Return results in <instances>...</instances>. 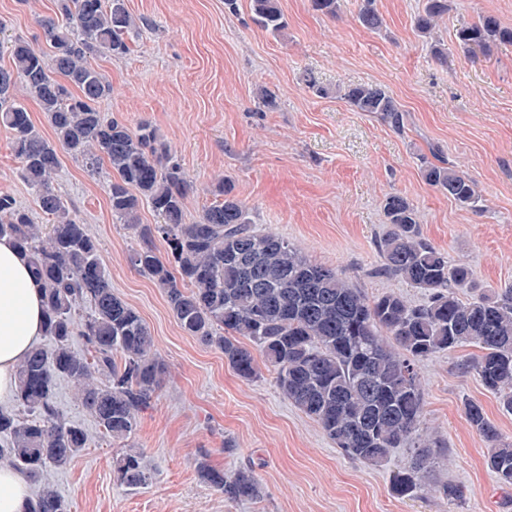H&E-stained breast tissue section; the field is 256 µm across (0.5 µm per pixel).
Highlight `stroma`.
I'll use <instances>...</instances> for the list:
<instances>
[{"instance_id": "1", "label": "stroma", "mask_w": 512, "mask_h": 512, "mask_svg": "<svg viewBox=\"0 0 512 512\" xmlns=\"http://www.w3.org/2000/svg\"><path fill=\"white\" fill-rule=\"evenodd\" d=\"M358 3L337 0L331 16L310 0H280L287 28L275 36L253 23L249 0H238L234 13L224 0H126L142 26L125 56L92 58L112 85L99 108L133 128L150 124L169 146L193 185L187 221L215 202V184L225 179L258 229L339 270L368 296L397 292L419 303L421 290L375 273L376 241L388 228L383 200L398 193L417 207L423 236L470 267L463 297L512 287V45L471 52L455 37L486 14L512 26V0H450L434 37L439 57L434 39L414 27L424 0H376L384 19L377 31L358 24ZM56 13V0H0L5 37L39 49L38 21ZM357 83L383 85L394 96L405 110L403 132L340 97V88ZM260 85L276 93L277 109L259 107ZM436 157L478 183L480 209L459 207L425 183L421 169ZM20 167L0 129V194L47 223ZM53 186L87 224L114 294L140 314L170 371L129 440L150 474L138 488L114 481L120 447L102 438L73 384L58 380L56 406L88 434L70 464L43 473L68 512H512V487L496 482L490 444L463 412L465 400L480 402L512 441V414L472 367L478 348L421 362L426 422L448 460L421 475L416 493L398 496L391 478L409 464L410 449H394L378 465L342 455L283 397L271 368L260 365L255 379L244 380L219 349L183 333L164 290L130 260L142 229L159 222L150 206L140 211V228L120 224L105 178H90L66 154ZM203 460L229 476L253 467L262 497L225 499L201 480ZM446 480L463 486V500L439 493Z\"/></svg>"}]
</instances>
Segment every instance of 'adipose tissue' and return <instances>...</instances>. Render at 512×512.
<instances>
[{"instance_id":"1","label":"adipose tissue","mask_w":512,"mask_h":512,"mask_svg":"<svg viewBox=\"0 0 512 512\" xmlns=\"http://www.w3.org/2000/svg\"><path fill=\"white\" fill-rule=\"evenodd\" d=\"M44 334L41 292L28 259L7 238H0V405L13 398L18 364ZM30 482L0 462V512H24Z\"/></svg>"}]
</instances>
